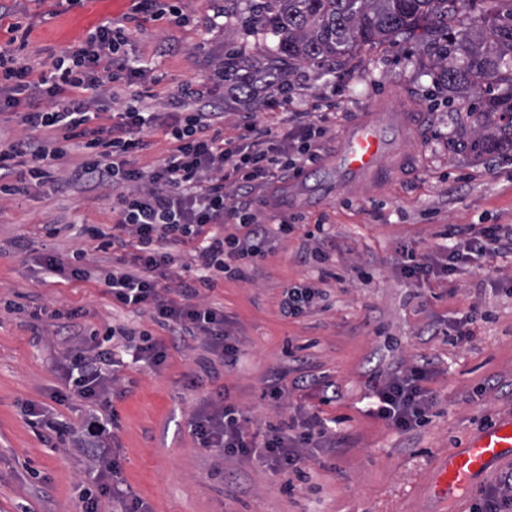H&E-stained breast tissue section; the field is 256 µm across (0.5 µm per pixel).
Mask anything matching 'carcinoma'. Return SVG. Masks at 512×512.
I'll use <instances>...</instances> for the list:
<instances>
[{"label": "carcinoma", "instance_id": "obj_1", "mask_svg": "<svg viewBox=\"0 0 512 512\" xmlns=\"http://www.w3.org/2000/svg\"><path fill=\"white\" fill-rule=\"evenodd\" d=\"M246 26L276 38L262 59L241 49L224 63V86L255 100L270 85L287 88L302 64L346 65L365 46L418 39L438 79L455 95H481L476 121L500 137L471 142L479 155L512 143V0H260Z\"/></svg>", "mask_w": 512, "mask_h": 512}]
</instances>
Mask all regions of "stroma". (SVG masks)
Wrapping results in <instances>:
<instances>
[{
  "label": "stroma",
  "mask_w": 512,
  "mask_h": 512,
  "mask_svg": "<svg viewBox=\"0 0 512 512\" xmlns=\"http://www.w3.org/2000/svg\"><path fill=\"white\" fill-rule=\"evenodd\" d=\"M246 6V0H184L182 23L143 14L130 22V55L151 60L164 76L150 89L159 109L206 80L234 48L259 56L272 47L271 36L245 27ZM129 7V0H82L42 18L30 0L35 19L21 55L38 65L100 20L122 18ZM217 12L224 25L214 29L210 20ZM436 75L421 44L403 41L363 49L336 70L302 67L291 78L288 104L274 112L226 100L225 135L236 134L239 113L254 111L278 136L290 113L332 105L341 125L380 95L401 93L425 117L418 133L403 141L418 166L331 199L321 190L327 172L312 170L307 186L315 202L300 211L305 224L277 241L257 272L202 293L204 301L223 305L240 341L234 368L211 363L203 341L191 339L170 348L161 370L133 366L121 373L116 387L124 395L112 401L121 424L115 448L127 485L153 512H469L472 497L452 507L429 497L430 467L481 423L512 409V254L490 258L489 278L479 273L415 283L398 275L391 257L401 245L433 249L448 224L512 225V149L492 157L473 153L475 132L491 136L495 130L469 118L476 96L449 94ZM111 205L108 186L85 193L60 184L0 198V512H75L73 489L88 477L87 459L51 448L19 408L24 400L48 402L60 384L51 360L70 344L52 327V312L74 309L89 327L125 324L165 335L148 312L113 309L96 282L41 277L47 224L61 228L53 243L61 257L82 249L94 261L109 262L82 236L79 222H111ZM321 217L331 235L329 264L345 280L326 282L325 301L304 317L285 319L278 308L284 288L317 276L316 262L304 255L317 244L308 231ZM20 297L24 309H13ZM473 304L490 320L472 339L455 343L435 335L436 327ZM300 346L304 374L325 377L336 388L323 412L338 418L344 441L335 453L305 449L308 476L290 490L286 476L243 460L222 461L200 448L189 419L223 390L255 426L293 414L299 394L275 408L261 392L272 371L287 365V350ZM422 359L436 367L430 386L438 403L429 422L400 434L368 416L370 377ZM189 376L196 387L186 386Z\"/></svg>",
  "instance_id": "obj_1"
}]
</instances>
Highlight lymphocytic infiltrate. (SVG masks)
<instances>
[{
    "label": "lymphocytic infiltrate",
    "mask_w": 512,
    "mask_h": 512,
    "mask_svg": "<svg viewBox=\"0 0 512 512\" xmlns=\"http://www.w3.org/2000/svg\"><path fill=\"white\" fill-rule=\"evenodd\" d=\"M16 14L15 6L0 4V19L9 21V37L0 42V112L14 116L29 136L0 140V195L57 183L59 162L77 154L67 170L68 184L84 191L112 188V226L83 228L86 238L111 254L112 264L99 269L82 249L69 263L50 252L43 260L45 275L95 280L114 308L149 311L167 333L163 339L138 338L112 327L103 341L65 355L63 386L51 399L88 402L79 424L53 417L38 402H22L21 410L31 427L92 458L88 480L74 488L79 512H102L105 498L116 512H151L125 488L122 463L110 444L118 428L111 397L119 374L133 365L159 370L170 346L189 337L203 338L208 353L224 366L237 364L240 347L226 327L223 307L200 302V292L224 278H247L265 259L274 237L293 233V225H271L269 214L278 207L279 189L321 160L325 117L296 113L293 127L276 142L257 113L242 112L239 135L228 137L217 101L223 69H216L213 82L173 99L172 112H156L145 95L129 99L123 94L136 84H159L161 77L128 54L130 30L121 21L108 19L89 29L38 70L18 55L16 36L29 34L30 28L16 21ZM147 129L161 132L170 145L167 156L149 169L133 159L145 147L141 134ZM229 182L236 191L232 198L225 191ZM233 225L245 228V235L230 233ZM446 237L447 244L420 255L401 247V276L445 279L474 272L475 261L486 257L493 244L512 251V228L498 224L479 229L452 224ZM186 244L193 247V261L177 265L172 249ZM176 265L181 272L172 286L169 271ZM434 374L432 361L425 360L373 380L368 414L397 432L415 430L435 404L428 386ZM321 389L320 407H298L287 419L254 432L249 417L224 392L219 400L205 402L189 427L201 447L220 456L301 479L303 449L334 450L339 444L321 411L333 400L330 386Z\"/></svg>",
    "instance_id": "lymphocytic-infiltrate-1"
}]
</instances>
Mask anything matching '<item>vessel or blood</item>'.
I'll use <instances>...</instances> for the list:
<instances>
[{
  "label": "vessel or blood",
  "mask_w": 512,
  "mask_h": 512,
  "mask_svg": "<svg viewBox=\"0 0 512 512\" xmlns=\"http://www.w3.org/2000/svg\"><path fill=\"white\" fill-rule=\"evenodd\" d=\"M416 126L402 95L372 102L348 124L341 143L326 169L332 186L352 189L401 173L411 157L401 145L407 131ZM512 465V414L502 415L472 432L463 447L436 460L432 491L452 503L482 483L502 465Z\"/></svg>",
  "instance_id": "b4317fda"
}]
</instances>
